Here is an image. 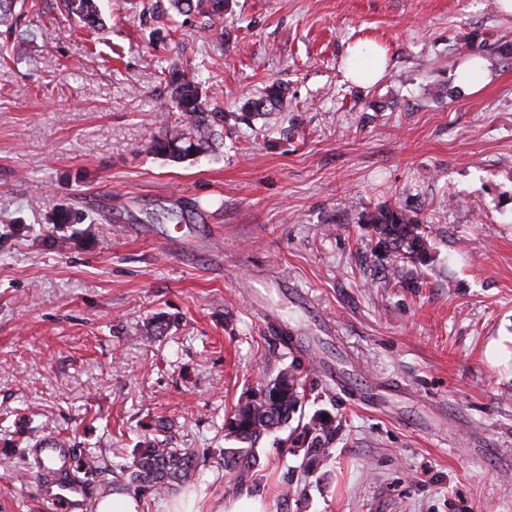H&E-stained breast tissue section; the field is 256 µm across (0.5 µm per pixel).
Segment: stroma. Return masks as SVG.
Wrapping results in <instances>:
<instances>
[{
	"instance_id": "obj_1",
	"label": "stroma",
	"mask_w": 512,
	"mask_h": 512,
	"mask_svg": "<svg viewBox=\"0 0 512 512\" xmlns=\"http://www.w3.org/2000/svg\"><path fill=\"white\" fill-rule=\"evenodd\" d=\"M148 0H97L90 40L57 0L0 60V512H48L38 448L96 454L164 418L198 491L267 512H512V15L496 0H229L168 32ZM377 45L373 86L347 49ZM481 58L477 90L460 83ZM190 68L236 112L272 82L281 108L214 154L149 148L176 115L162 72ZM398 205L429 266L393 268L365 230ZM164 335L143 340L156 317ZM301 366L304 418L336 422L322 462L264 438L249 485L224 475V416ZM288 497H281L282 486Z\"/></svg>"
}]
</instances>
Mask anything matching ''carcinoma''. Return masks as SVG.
<instances>
[{
  "instance_id": "1",
  "label": "carcinoma",
  "mask_w": 512,
  "mask_h": 512,
  "mask_svg": "<svg viewBox=\"0 0 512 512\" xmlns=\"http://www.w3.org/2000/svg\"><path fill=\"white\" fill-rule=\"evenodd\" d=\"M18 0H0V24L6 27L5 41L0 43V58L19 59L26 38L18 32L23 14L15 12ZM67 18L95 35L103 27L95 0H61ZM153 8H159L154 4ZM161 9V8H159ZM177 16L198 14L215 17L224 12V0H169L168 8L161 9ZM168 99L164 107L179 114V121L167 127L163 137L154 140L151 152L177 162L190 156L212 153L222 144L224 122L234 117L247 122L279 107L286 91L280 84H272L265 95L250 100L241 111L229 114L211 102L200 83L183 66L171 65L163 78ZM367 229L377 238V245L393 253L394 261L426 263L431 246L417 216L400 208L381 207L366 218ZM306 385L301 368L295 366L279 372L267 380L260 393L238 402L224 419V437L237 443L222 451L224 473L230 480L241 483L256 463L255 448L259 440L273 430L293 420L302 410ZM309 438L306 453L325 454V443L333 431V421L315 415L303 427ZM200 456L195 448H176L165 438H146L130 454L119 455L112 468L121 472L128 486L147 490L158 496L169 493L173 486L191 480Z\"/></svg>"
}]
</instances>
